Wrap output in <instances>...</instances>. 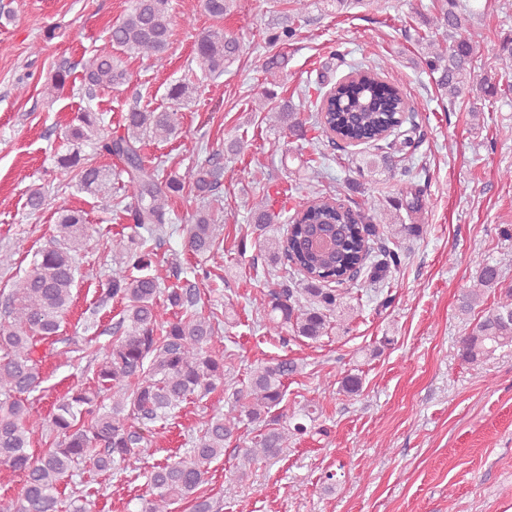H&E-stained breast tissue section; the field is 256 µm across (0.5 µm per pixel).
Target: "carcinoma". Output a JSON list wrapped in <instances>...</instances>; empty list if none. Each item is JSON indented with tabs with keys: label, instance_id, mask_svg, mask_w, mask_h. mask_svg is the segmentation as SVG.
Here are the masks:
<instances>
[{
	"label": "carcinoma",
	"instance_id": "carcinoma-1",
	"mask_svg": "<svg viewBox=\"0 0 512 512\" xmlns=\"http://www.w3.org/2000/svg\"><path fill=\"white\" fill-rule=\"evenodd\" d=\"M236 0H201L203 11L215 21L231 12ZM168 0H132L128 12L109 32V46L151 57L162 66L171 37ZM448 35V49L425 45L424 63L434 76L440 96L452 101L469 89L478 98L493 96L489 79L475 78L473 59L476 47L461 33L456 0H444L440 11L426 21ZM244 52L233 36L218 28L198 37L196 54L202 78L212 80L224 74V63ZM73 67L56 68L46 92L55 96L68 86ZM130 82L127 70L114 64L112 50L104 49L82 64L81 89L93 96L99 89H112ZM314 105L312 123L301 118L296 105L283 101L273 112L277 126L309 144L324 136L348 145L365 144L373 149L365 160L366 169L396 168L390 153L393 144L381 145L388 131L400 127L409 104L397 81L382 67H355L334 84V92L324 99L321 88ZM186 93L185 86L168 89L171 105L158 111L131 107L123 116L124 133L112 134L102 126V117L92 109L76 113L64 133L74 145L71 152L57 157L58 168L73 175L84 192L106 196L112 192V172L97 164L96 157L81 154L79 145L96 141L97 154L116 157L126 175L123 188L132 202L125 206L134 235L112 244L119 267L112 270L103 300L119 297L126 308L119 327L123 335L100 351L93 372L95 387L77 385L60 400L51 416L43 419L32 410L23 395L42 382V359L38 343L58 336L63 315L68 311L75 288L82 277L77 252L87 236L85 212L65 205L57 207L55 234L39 251L28 271L8 297L0 319V467L24 476L21 496L0 501V512H60V485L84 465L107 472L118 461L146 455L148 442L137 426L166 417L192 397H203L219 386L232 390L233 402L225 413L215 414L193 441L187 456L158 464L150 471L151 497L141 503L140 512H172V505L184 501L192 512H210V502L199 496L211 464L224 455L225 444L243 426L259 429L251 444L239 448L237 475L224 482V496L236 493L237 483L247 477L251 466L278 457L289 434H302L307 426L286 421L279 411L285 396V380L295 373L294 363L283 359L255 367L248 385L233 387L226 377L224 357L212 354L211 346L219 326V316L197 311V294L191 288L161 287L151 267L153 250L149 239L172 223L168 201L187 191L205 197L216 191L224 178V164L211 157L201 162L185 180L176 175L161 177L158 165L146 163L141 154L147 140L164 142L178 133L177 112ZM275 211L269 194L253 201L250 219L263 232L270 224H288L280 238H266L262 249L269 261L282 260L304 273L307 287L288 286L283 273L268 289L267 326L278 336L293 332L316 341L324 336L328 318L335 315L346 298L342 268L364 261L370 277L383 279L401 263L397 251L384 245L371 250L370 238L379 236L378 225L387 213L377 203L352 220L351 210L336 199L319 196L301 202L283 219ZM310 224H338L343 228L341 256L311 255L298 247ZM188 248L197 254L214 251L217 217L211 209L195 210L184 225ZM477 283L460 299L459 311L470 314L487 290L502 287L500 267L484 258L475 260ZM176 310L168 319L164 309ZM463 359L475 364L497 349L512 346V292L505 299L482 310L458 341ZM111 404H104V400ZM53 438L41 456L28 452L33 428Z\"/></svg>",
	"mask_w": 512,
	"mask_h": 512
}]
</instances>
